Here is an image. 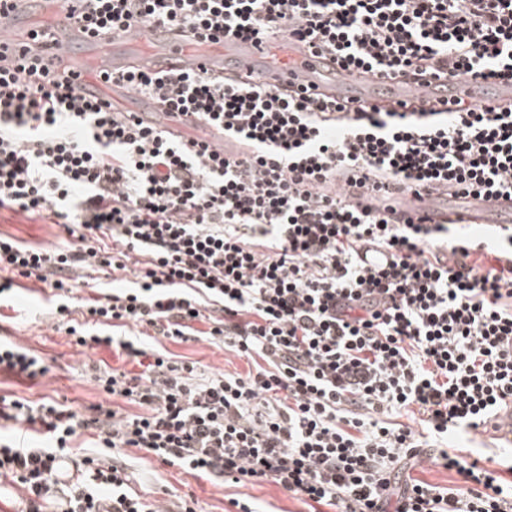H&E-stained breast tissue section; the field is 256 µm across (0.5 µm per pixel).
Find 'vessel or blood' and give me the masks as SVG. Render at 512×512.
Wrapping results in <instances>:
<instances>
[{
	"instance_id": "1",
	"label": "vessel or blood",
	"mask_w": 512,
	"mask_h": 512,
	"mask_svg": "<svg viewBox=\"0 0 512 512\" xmlns=\"http://www.w3.org/2000/svg\"><path fill=\"white\" fill-rule=\"evenodd\" d=\"M39 12L52 11L50 0H12L6 15L0 16V52L22 50L32 29L30 6ZM138 63L161 72L188 67L211 75L241 82L257 81L270 88L296 92L309 89L352 107L374 104L394 108L408 104L416 110L444 109L448 99L462 96L477 103L500 107L512 105V81L487 83L468 78L457 83L431 79L421 84L375 78L367 74L341 70L333 54L314 53L307 47L279 37L262 42L243 41L232 36L218 41L197 42L149 25H135L115 32L107 43H100L76 27L58 29L43 56V65L51 71H67L81 93L89 98L108 94L112 104L123 105L131 92L113 86L104 92L100 82L88 79L87 68L99 73H115ZM136 118L152 123L174 136L208 142L225 157H236L240 147L226 140L221 131L204 120H194L168 112L157 100H146ZM399 210L427 223L440 224L464 216L477 224H511L512 201L485 196H454L444 188L422 197L401 198Z\"/></svg>"
}]
</instances>
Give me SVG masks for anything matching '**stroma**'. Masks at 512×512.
Returning a JSON list of instances; mask_svg holds the SVG:
<instances>
[{
	"instance_id": "obj_1",
	"label": "stroma",
	"mask_w": 512,
	"mask_h": 512,
	"mask_svg": "<svg viewBox=\"0 0 512 512\" xmlns=\"http://www.w3.org/2000/svg\"><path fill=\"white\" fill-rule=\"evenodd\" d=\"M0 234L44 247L63 246L68 238L60 225L47 219H30L0 210ZM10 290L0 294V336L33 350L48 368L35 379L0 374V396L32 402L49 399L72 405L81 411L102 405L122 413H138V406L108 396L94 381L95 369L118 370L139 375L141 366L124 351L104 346L75 345L65 328L67 320L57 312L59 298L42 283L18 278ZM129 334L143 338L145 347L164 352L176 362H193L205 375L246 373L247 358L205 339L181 340L144 335L142 327H129ZM134 478L131 487L149 500L163 503L183 497L196 500L200 512H236L234 500L246 498L258 512H308L303 502L288 496L277 484L265 481L245 486L200 477L157 460L135 448L123 451Z\"/></svg>"
}]
</instances>
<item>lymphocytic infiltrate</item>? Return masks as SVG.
Masks as SVG:
<instances>
[{"instance_id": "obj_1", "label": "lymphocytic infiltrate", "mask_w": 512, "mask_h": 512, "mask_svg": "<svg viewBox=\"0 0 512 512\" xmlns=\"http://www.w3.org/2000/svg\"><path fill=\"white\" fill-rule=\"evenodd\" d=\"M62 24L105 40L136 24L203 38L282 36L382 79H512V0H81ZM58 23V24H61ZM45 23L33 41L53 38ZM126 85L242 145L233 159L87 99L28 49L0 55V209L77 236L47 249L0 238V271L69 296L78 271L132 272L92 298L67 333L79 346L149 356L101 376L136 414L89 416L0 397V419L47 441L0 440V480L20 512H169L129 490L122 449L246 484L271 481L311 512H512V452L492 466L451 447L512 409V225L421 224L374 195L432 185L512 198V108L464 98L442 112L338 102L134 66ZM205 336L254 361L196 379L115 329ZM104 336H87L86 326ZM418 414L419 425L397 415ZM95 430L78 481L58 466ZM461 477L413 480L423 461Z\"/></svg>"}]
</instances>
